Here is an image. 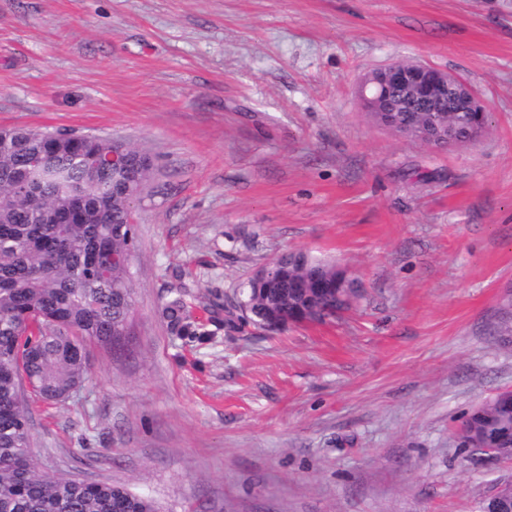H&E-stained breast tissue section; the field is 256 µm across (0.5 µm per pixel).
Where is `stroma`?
Instances as JSON below:
<instances>
[{
    "label": "stroma",
    "instance_id": "obj_1",
    "mask_svg": "<svg viewBox=\"0 0 512 512\" xmlns=\"http://www.w3.org/2000/svg\"><path fill=\"white\" fill-rule=\"evenodd\" d=\"M417 61L490 108L473 145L400 138L360 106ZM0 128L149 155L135 310L63 402L31 400L40 470L171 512H481L512 462L463 416L512 390V0H0ZM302 251L356 307L224 327L264 263ZM196 329L163 309L179 288Z\"/></svg>",
    "mask_w": 512,
    "mask_h": 512
}]
</instances>
